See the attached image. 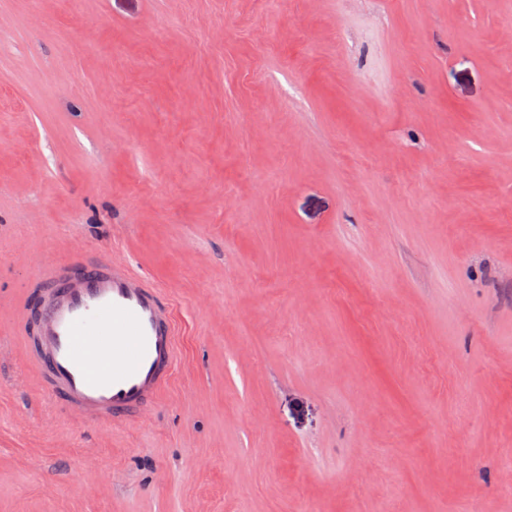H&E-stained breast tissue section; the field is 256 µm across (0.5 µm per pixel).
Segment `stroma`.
<instances>
[{
  "label": "stroma",
  "mask_w": 512,
  "mask_h": 512,
  "mask_svg": "<svg viewBox=\"0 0 512 512\" xmlns=\"http://www.w3.org/2000/svg\"><path fill=\"white\" fill-rule=\"evenodd\" d=\"M112 258L93 425L18 324ZM0 512H512V0H0ZM42 275L53 283L39 308L33 354L49 394L87 423L137 419L167 384L176 358L174 323L159 289L114 259L47 265Z\"/></svg>",
  "instance_id": "35a3bbf8"
}]
</instances>
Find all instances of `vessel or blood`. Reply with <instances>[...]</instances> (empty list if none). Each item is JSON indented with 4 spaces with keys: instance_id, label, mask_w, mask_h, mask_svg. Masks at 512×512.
<instances>
[{
    "instance_id": "b4317fda",
    "label": "vessel or blood",
    "mask_w": 512,
    "mask_h": 512,
    "mask_svg": "<svg viewBox=\"0 0 512 512\" xmlns=\"http://www.w3.org/2000/svg\"><path fill=\"white\" fill-rule=\"evenodd\" d=\"M35 334L48 392L93 424L134 420L155 401L176 358L159 289L125 262L53 264Z\"/></svg>"
}]
</instances>
